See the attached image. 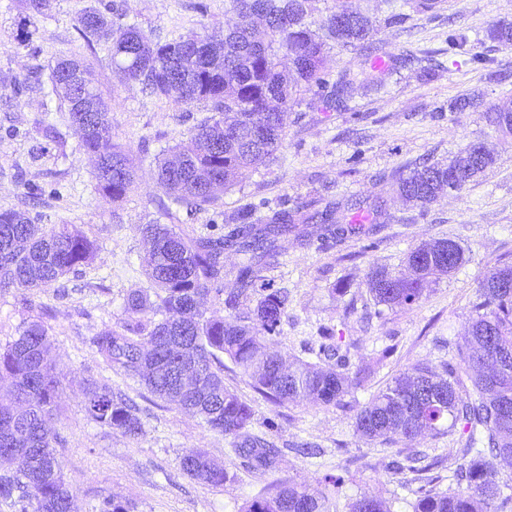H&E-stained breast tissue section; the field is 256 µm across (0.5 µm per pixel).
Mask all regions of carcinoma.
I'll return each instance as SVG.
<instances>
[{
    "mask_svg": "<svg viewBox=\"0 0 512 512\" xmlns=\"http://www.w3.org/2000/svg\"><path fill=\"white\" fill-rule=\"evenodd\" d=\"M237 23L224 37L192 34L154 41L135 26H117L90 6L78 18L87 46L104 47L113 72L122 81L138 82L158 97L184 104L205 102L215 115L195 127L188 145L172 148V158L156 157L158 180L166 196L160 207L201 209L219 200V193L265 164L281 147L294 91L280 70L282 60L308 85L324 84L327 45L372 50L374 25L359 0H336L324 21V33L313 29L320 0H228ZM490 38L512 46V23L502 22ZM52 91L62 97L84 151L97 157L98 189L117 202L135 184L129 154L112 142L108 106L95 87L89 65L60 59L51 68ZM354 90V78L340 74L334 102L341 107ZM487 119L504 135L512 134V100L489 108ZM462 154L448 164L426 165L397 174L400 196L423 210L445 191H460L477 174L493 167L487 149L462 166ZM338 206L329 204L310 214L280 210L265 218L250 213L228 218L232 228L223 237H190L173 224L152 221L142 232L150 244L145 271L156 292L140 289L124 303L127 320L106 329L91 343L110 369L138 380L154 397L196 415L211 431L237 439L236 448L248 469L271 471L277 453L252 434L253 413L241 397L224 385V359L248 378L253 390L274 405L314 402L338 405L365 381V371L350 370L340 347L323 345L334 364L303 360L286 363L276 349V335L288 296L258 288L261 272L280 254V241L303 219L334 225ZM454 247L455 260L443 256ZM242 256L234 284L224 294L222 318H207L199 300L222 279L224 251ZM98 245L68 224L47 228L16 210L0 211V289L45 288L78 267L91 263ZM465 260V250L447 239L425 242L406 257L407 273L394 275L382 267L367 274L366 285L378 305L407 306L424 295L430 277L447 276ZM512 268H491L480 282L479 301L460 362H447L442 372L414 364L386 382L354 415L355 433L374 441H410L423 434L441 435L457 427L467 434L461 464L454 473L456 488L438 492L434 479L421 478L414 490L413 512H505L512 496L503 494L487 456L512 464V291L497 288ZM255 298L249 311L242 300ZM179 338L199 358L196 387L179 385L168 345ZM50 354L42 317L24 322L18 336L0 348V380L9 381V399L0 401V462L12 461L10 448H29L17 469L0 475V498L21 512H80L76 496L57 460V436L48 429L55 418L60 381ZM88 416L97 424L127 437L142 431V422L123 395L112 387L87 381L83 389ZM192 479L214 488L224 486V464L200 450L181 458ZM351 476L324 479L326 491L280 483L245 503L241 512H331V496ZM32 510H27V507ZM128 501L104 499L95 512H131ZM349 512H390L377 498L362 495Z\"/></svg>",
    "mask_w": 512,
    "mask_h": 512,
    "instance_id": "obj_1",
    "label": "carcinoma"
}]
</instances>
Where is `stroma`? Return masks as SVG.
<instances>
[{"instance_id": "obj_1", "label": "stroma", "mask_w": 512, "mask_h": 512, "mask_svg": "<svg viewBox=\"0 0 512 512\" xmlns=\"http://www.w3.org/2000/svg\"><path fill=\"white\" fill-rule=\"evenodd\" d=\"M92 4L116 24L163 41L201 31L220 35L236 20L225 0H52L44 16L26 12L20 0H0V210L26 212L39 224L73 225L101 247L94 262L47 288L0 290V345L16 337L30 316H44L61 382L53 421L61 438L57 458L81 512L112 496L133 502L134 512H240L268 483L314 486L346 470L352 479L336 496V512H348L364 494L384 500L391 512H413L415 498L404 488L410 474L387 468L399 451L424 456L440 477L437 490L448 491L462 462L460 432L385 444L359 439L353 418L393 375L419 361L438 367L455 360L480 281L490 268L512 266V139L478 111L448 108L474 94L489 104L512 98V48L488 36L497 23L512 22V0H440L431 11L419 10L415 0H361L375 25L380 56H407L411 65L386 75L380 85L360 79L354 97L337 111L325 107V89L299 84L281 148L216 205L170 217L158 208L163 190L154 157L187 143L191 129L212 112L208 104H179L150 95L140 83L119 81L107 52L91 51L76 29ZM452 30L467 35L465 51L449 52ZM62 56L93 68L109 106L113 141L137 166L136 183L122 201L98 191L94 158L81 149L59 99H45L40 88ZM47 124L54 125L59 141L43 138ZM472 142L494 152L492 169L427 209L401 200L398 171L447 162ZM352 199L381 202L380 231L334 236L323 226L301 225L309 245L285 239L278 263L262 276L288 294L276 337L280 353L325 363L323 338L333 335L351 366L367 368L364 385L340 407L276 406L257 395L232 364L224 366L225 385L253 409V433L278 449V465L269 474L245 470L232 437L154 399L136 379L109 370L96 353L92 337L120 325L127 295L150 286L140 225L170 222L194 237H217L228 232L227 217L242 209L263 217ZM432 239L460 243L464 263L430 282L416 304H375L366 287L370 268L400 271L408 253ZM88 379L130 398L143 423L138 437L90 419L83 398ZM192 448L224 463L229 479L223 488L182 471L180 458Z\"/></svg>"}]
</instances>
